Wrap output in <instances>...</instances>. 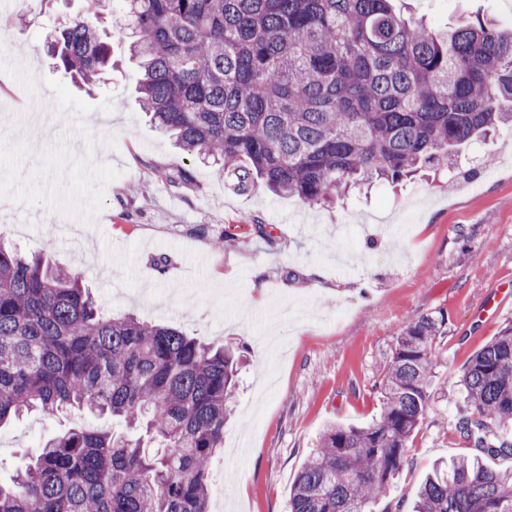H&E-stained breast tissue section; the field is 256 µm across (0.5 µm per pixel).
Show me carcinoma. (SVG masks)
I'll list each match as a JSON object with an SVG mask.
<instances>
[{
	"mask_svg": "<svg viewBox=\"0 0 512 512\" xmlns=\"http://www.w3.org/2000/svg\"><path fill=\"white\" fill-rule=\"evenodd\" d=\"M138 62L142 111L217 166L228 189L258 185L310 203L454 167L457 147L512 127V28L487 18L437 31L395 0H110ZM98 14L52 45L86 86L112 65ZM189 170L167 174L174 189ZM444 314L411 322L366 427L328 426L288 495L289 512H372L427 412ZM239 355L132 316L105 315L76 267L0 243V425L32 412L110 414L126 431L71 429L0 481V512H207ZM470 412L455 428L478 450L421 485L414 512H512V326L470 359Z\"/></svg>",
	"mask_w": 512,
	"mask_h": 512,
	"instance_id": "carcinoma-1",
	"label": "carcinoma"
}]
</instances>
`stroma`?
I'll return each mask as SVG.
<instances>
[{
  "instance_id": "stroma-1",
  "label": "stroma",
  "mask_w": 512,
  "mask_h": 512,
  "mask_svg": "<svg viewBox=\"0 0 512 512\" xmlns=\"http://www.w3.org/2000/svg\"><path fill=\"white\" fill-rule=\"evenodd\" d=\"M397 7L448 31L478 16L512 26L504 0ZM106 9L104 0H0V200L11 203L0 241L78 266L107 315L245 352L210 512H286L324 429L371 423L397 338L444 312L430 408L374 506L411 512L435 462L473 454L454 428L469 409L461 375L512 325V129L461 150L477 164L452 178L424 172L329 206L237 194L148 122L126 43L113 41L112 68L90 91L55 65L46 49L55 31ZM178 166L193 181L175 192L166 176ZM223 237L233 244L222 250ZM110 425L79 411L14 421L0 428V475L58 430Z\"/></svg>"
}]
</instances>
